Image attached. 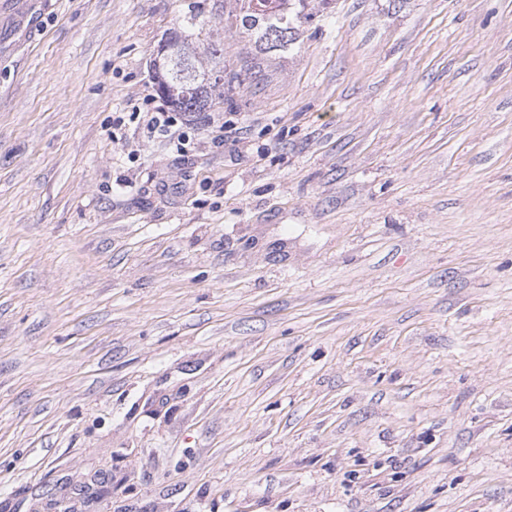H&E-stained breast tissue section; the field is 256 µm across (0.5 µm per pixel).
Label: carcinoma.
Instances as JSON below:
<instances>
[{
  "instance_id": "cac0c4a2",
  "label": "carcinoma",
  "mask_w": 512,
  "mask_h": 512,
  "mask_svg": "<svg viewBox=\"0 0 512 512\" xmlns=\"http://www.w3.org/2000/svg\"><path fill=\"white\" fill-rule=\"evenodd\" d=\"M239 33L253 42L260 53L286 51L297 39L299 27L311 18L307 0H235ZM204 22L186 15L169 31L168 50L153 60L158 96L180 112H207L218 96L224 95V50L204 44L194 30Z\"/></svg>"
}]
</instances>
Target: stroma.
Returning a JSON list of instances; mask_svg holds the SVG:
<instances>
[{
	"mask_svg": "<svg viewBox=\"0 0 512 512\" xmlns=\"http://www.w3.org/2000/svg\"><path fill=\"white\" fill-rule=\"evenodd\" d=\"M233 5L0 0V512H512V0ZM236 28L259 53L286 51L311 18L307 0H234ZM203 26L197 15H185L168 33L167 52L153 60L156 93L179 112H208L224 96V50L193 37Z\"/></svg>",
	"mask_w": 512,
	"mask_h": 512,
	"instance_id": "35a3bbf8",
	"label": "stroma"
}]
</instances>
